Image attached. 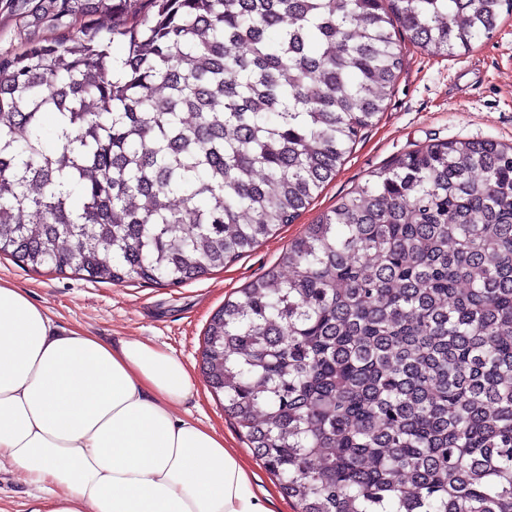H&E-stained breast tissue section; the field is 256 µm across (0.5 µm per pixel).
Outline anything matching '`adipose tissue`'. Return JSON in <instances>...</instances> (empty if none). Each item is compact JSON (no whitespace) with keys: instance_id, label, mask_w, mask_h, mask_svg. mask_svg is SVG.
<instances>
[{"instance_id":"obj_1","label":"adipose tissue","mask_w":512,"mask_h":512,"mask_svg":"<svg viewBox=\"0 0 512 512\" xmlns=\"http://www.w3.org/2000/svg\"><path fill=\"white\" fill-rule=\"evenodd\" d=\"M194 389L167 349L59 328L0 281V459L34 512H269L223 435L177 415Z\"/></svg>"}]
</instances>
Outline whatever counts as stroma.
Listing matches in <instances>:
<instances>
[{
  "instance_id": "stroma-1",
  "label": "stroma",
  "mask_w": 512,
  "mask_h": 512,
  "mask_svg": "<svg viewBox=\"0 0 512 512\" xmlns=\"http://www.w3.org/2000/svg\"><path fill=\"white\" fill-rule=\"evenodd\" d=\"M32 7L31 0H0V54L49 37L46 27L33 23ZM401 47L404 65L385 111L363 132L336 176L295 222L224 269L173 287L139 279L94 282L69 271L32 270L0 257V280L24 290L61 328L78 327L115 343L150 339L190 366L197 392L177 407V414L223 432L251 470L254 486L273 490L271 512L296 508L225 413L223 396L212 392L201 370L200 352L212 315L225 299L278 263L307 224L403 153L434 138L512 144V16L501 18L492 38L474 42L453 57L426 52L406 39ZM33 505V490L22 471L9 464L1 468L0 512H31Z\"/></svg>"
}]
</instances>
